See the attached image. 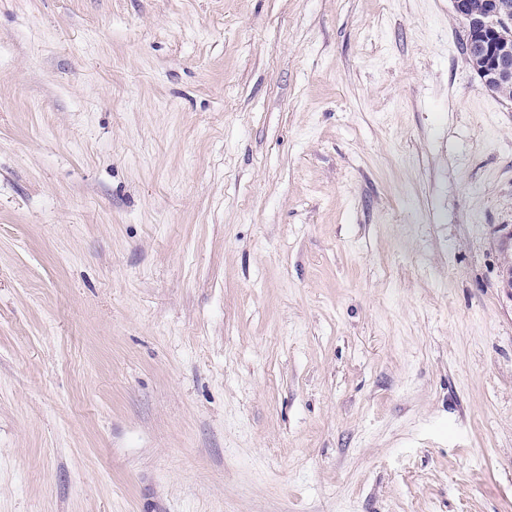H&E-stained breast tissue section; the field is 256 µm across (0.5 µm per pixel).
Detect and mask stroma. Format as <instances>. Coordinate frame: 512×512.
Masks as SVG:
<instances>
[{
	"mask_svg": "<svg viewBox=\"0 0 512 512\" xmlns=\"http://www.w3.org/2000/svg\"><path fill=\"white\" fill-rule=\"evenodd\" d=\"M450 0H0V512H512V101Z\"/></svg>",
	"mask_w": 512,
	"mask_h": 512,
	"instance_id": "1",
	"label": "stroma"
}]
</instances>
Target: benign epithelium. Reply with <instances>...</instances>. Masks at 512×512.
I'll use <instances>...</instances> for the list:
<instances>
[{"instance_id": "1", "label": "benign epithelium", "mask_w": 512, "mask_h": 512, "mask_svg": "<svg viewBox=\"0 0 512 512\" xmlns=\"http://www.w3.org/2000/svg\"><path fill=\"white\" fill-rule=\"evenodd\" d=\"M465 24L463 43L484 88L512 100V0H451Z\"/></svg>"}]
</instances>
